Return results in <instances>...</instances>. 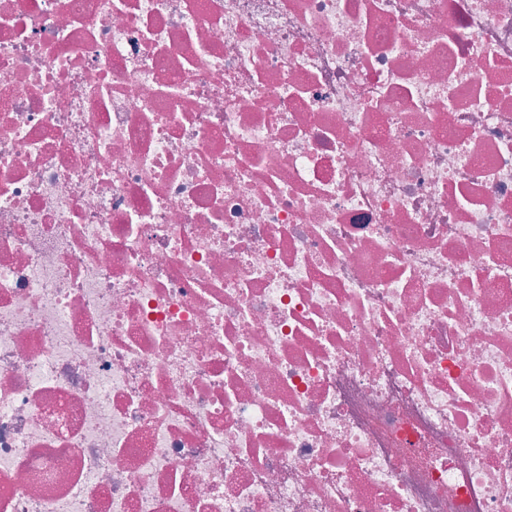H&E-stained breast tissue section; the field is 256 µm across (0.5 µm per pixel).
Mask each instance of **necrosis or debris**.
Wrapping results in <instances>:
<instances>
[{"instance_id":"obj_1","label":"necrosis or debris","mask_w":512,"mask_h":512,"mask_svg":"<svg viewBox=\"0 0 512 512\" xmlns=\"http://www.w3.org/2000/svg\"><path fill=\"white\" fill-rule=\"evenodd\" d=\"M0 512H512V0H0Z\"/></svg>"}]
</instances>
